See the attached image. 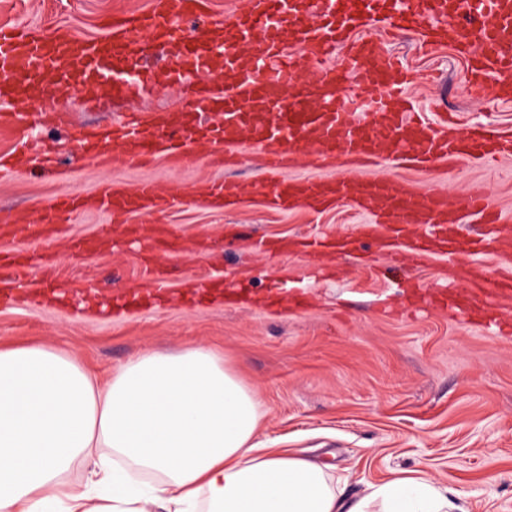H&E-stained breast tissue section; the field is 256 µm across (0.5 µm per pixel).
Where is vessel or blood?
<instances>
[{"mask_svg":"<svg viewBox=\"0 0 512 512\" xmlns=\"http://www.w3.org/2000/svg\"><path fill=\"white\" fill-rule=\"evenodd\" d=\"M244 16L233 18L237 38L221 45L209 39L219 27L208 0H155L152 9L136 17L114 15L103 32L90 36L68 29L36 33L34 27L0 23V101L24 98L44 81L71 82L95 72L102 108L112 100L131 99L146 91V62L155 50L166 49L172 79L195 72L198 79L186 107L187 119L173 123L164 113L130 112L112 125L78 126L71 137L76 147L95 161L106 158L103 141L121 144V158L137 164L156 158L191 160L189 146L205 138L226 157L255 154L274 179L263 187L240 183L234 196L223 184L212 185V196L225 205L234 199L262 194L281 211L300 207L333 209L346 201L368 213L358 225L359 236L383 244L401 241L416 262L459 251V209L446 196L425 194L413 181L376 178L368 167L392 155L396 164L428 172L441 164L483 159L512 163V128L449 120L447 113L417 111L408 92L411 77L399 67L383 43L356 38L360 28L377 17L390 19L392 29L428 46L445 41L468 63L471 84L496 81L499 99L512 100V0H252ZM195 16L209 28L187 34L181 19ZM346 44L335 62L325 63L331 46ZM375 87L363 105L336 95L349 79ZM215 124H201L204 115ZM0 130L20 139L27 132L24 113H0ZM311 149L316 164L339 157L361 168V175L292 180L282 177L301 150ZM171 195L158 183L145 181L134 190L105 183L87 194L54 196L42 213L46 225L61 216L99 212L126 218V232L148 256L170 234L160 228L142 236L131 215L163 212ZM464 209L481 223L496 227L493 249L481 237L468 244L473 260L458 266L456 275L471 289V305L494 320L498 301L512 297V268L490 270L484 256L512 255V212L492 208L481 188H473ZM12 230L32 240L40 232L19 213L0 210V230ZM0 272L21 283L28 261L5 252Z\"/></svg>","mask_w":512,"mask_h":512,"instance_id":"1","label":"vessel or blood"}]
</instances>
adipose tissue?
I'll use <instances>...</instances> for the list:
<instances>
[{
  "mask_svg": "<svg viewBox=\"0 0 512 512\" xmlns=\"http://www.w3.org/2000/svg\"><path fill=\"white\" fill-rule=\"evenodd\" d=\"M261 412L210 350L145 352L101 383L68 353L0 347V512H467L423 477L344 502L308 458L252 443ZM130 469H111L103 449ZM84 487L63 476L75 461Z\"/></svg>",
  "mask_w": 512,
  "mask_h": 512,
  "instance_id": "obj_1",
  "label": "adipose tissue"
}]
</instances>
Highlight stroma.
Listing matches in <instances>:
<instances>
[{
  "instance_id": "35a3bbf8",
  "label": "stroma",
  "mask_w": 512,
  "mask_h": 512,
  "mask_svg": "<svg viewBox=\"0 0 512 512\" xmlns=\"http://www.w3.org/2000/svg\"><path fill=\"white\" fill-rule=\"evenodd\" d=\"M147 2L0 0V19L98 34L114 12L138 13ZM363 34L385 39L377 23ZM385 41L413 75L411 93L421 107L440 101L467 120L512 126V103H500L491 83L483 94H473L466 62L450 46L424 52L406 38ZM166 69L165 62L155 63L143 96L113 101L107 110L98 108L89 88L53 90L66 123L38 127L37 134L53 150L56 166L0 180V209L36 221L43 201L58 191L90 193L113 180L132 186L155 180L177 194V207L170 214L138 216L137 222L169 226L183 241L180 253H156V265L170 268L180 281L214 274L239 278L247 299L187 303L175 292L138 311H114L116 299L144 287L147 265L128 243L116 251L74 249L75 239L103 227L116 239L124 231L102 214L74 216L43 239L40 250L51 262L32 265L27 281L33 288L93 285L99 310L90 315L29 297L0 309V344L64 347L103 380L142 352L204 346L259 400L258 443L331 466L346 476L347 498L395 476H421L461 495L469 512H512V302L500 307L491 326L468 312L442 309L435 295L463 297L469 290L451 263L396 270L378 243L364 238L355 250L335 254L332 274L311 288L307 308L290 307L279 289L303 285L304 267L285 243L344 238L365 215L346 205L327 213H281L257 199L211 210L198 188L259 182L265 174L254 157L228 166L202 142L192 145L190 163L145 167L96 164L70 144L69 126L105 124L125 112L172 110L189 101L190 88L171 83ZM416 181L422 191L447 194L459 206L475 186L512 205V167L464 162L417 175ZM256 294L265 304L253 302Z\"/></svg>"
}]
</instances>
